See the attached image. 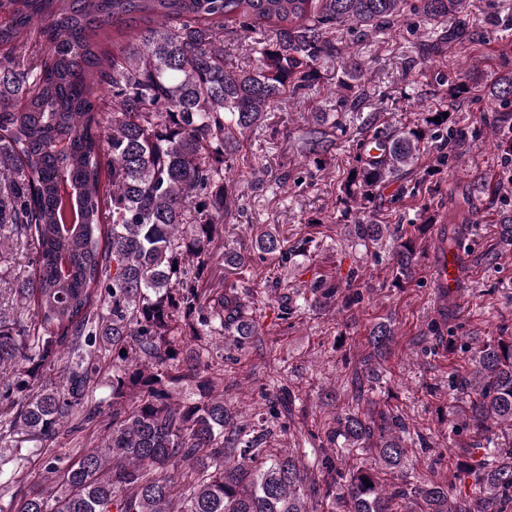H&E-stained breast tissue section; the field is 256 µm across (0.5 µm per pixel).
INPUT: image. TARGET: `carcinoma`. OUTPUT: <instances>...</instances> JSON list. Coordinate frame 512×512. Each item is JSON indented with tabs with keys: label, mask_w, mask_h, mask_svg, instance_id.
I'll return each instance as SVG.
<instances>
[{
	"label": "carcinoma",
	"mask_w": 512,
	"mask_h": 512,
	"mask_svg": "<svg viewBox=\"0 0 512 512\" xmlns=\"http://www.w3.org/2000/svg\"><path fill=\"white\" fill-rule=\"evenodd\" d=\"M467 8L466 0H0V47L9 50L0 57V248L18 240L32 266L13 279L15 307H0V403L10 405L0 409V484L16 488L0 512H315L324 502L341 512L400 503L419 512L512 509V447L493 459L484 444L465 443L458 469L472 495L459 497L404 473L410 425L371 405L336 413L319 438L322 448H368L369 462L342 469L327 456L317 479L298 451L269 449L273 427L285 433L292 420L287 386L245 423L214 385V341L243 350L258 335L243 299L253 282L220 278L212 261L230 177L246 166L258 173L244 139L312 87L318 66L336 57L337 29L434 25ZM229 25L253 43L250 64L224 55ZM469 38L453 29L429 50ZM363 78L361 63L345 59L335 107L355 108ZM488 92L490 125L512 129V71ZM448 121L422 112L412 127L362 139L342 182L344 202L357 205L347 238L374 249L393 241L395 285L411 277L419 239L367 213L424 150L440 166L466 150ZM70 203L81 222L67 227ZM249 229L253 251L225 252V267L269 256L284 267L317 248L261 224ZM358 279L353 268L333 281L313 277L277 318L309 302L350 309L361 301ZM394 336L388 321L371 326L372 353L350 383L355 402ZM102 354L112 366L105 380ZM470 362L448 380L451 432L512 431V339L483 343ZM98 385L110 391L107 419L89 404ZM185 385L197 397H180ZM90 427L99 443L65 460L46 455L37 483L21 452L6 455L8 438L47 445Z\"/></svg>",
	"instance_id": "1"
}]
</instances>
